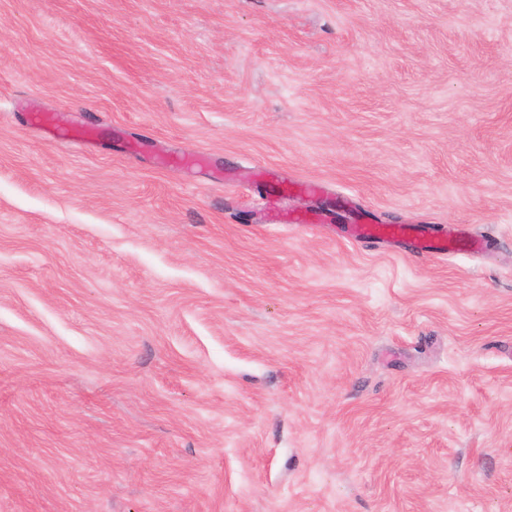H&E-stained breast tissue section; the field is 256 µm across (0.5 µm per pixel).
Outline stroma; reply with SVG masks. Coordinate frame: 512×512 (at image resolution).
I'll return each instance as SVG.
<instances>
[{
  "label": "stroma",
  "mask_w": 512,
  "mask_h": 512,
  "mask_svg": "<svg viewBox=\"0 0 512 512\" xmlns=\"http://www.w3.org/2000/svg\"><path fill=\"white\" fill-rule=\"evenodd\" d=\"M0 512H512V0H0ZM353 240L383 239L386 241L402 240L410 237L411 230L406 224H346ZM466 245L469 250H477L480 242L472 240L469 244L462 243L460 240L442 233L434 239L414 238L409 242L411 250L418 253H436L440 255H448L461 250V245Z\"/></svg>",
  "instance_id": "stroma-1"
}]
</instances>
